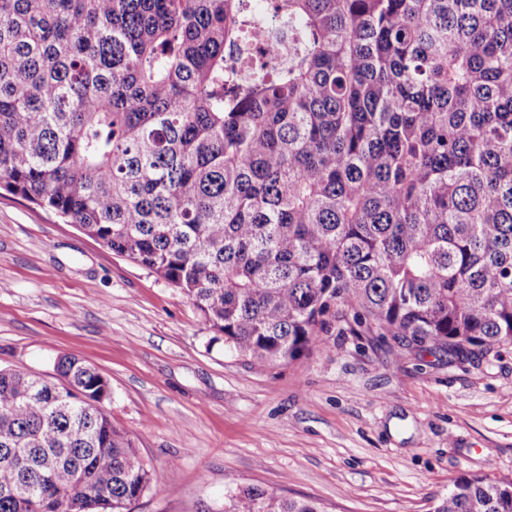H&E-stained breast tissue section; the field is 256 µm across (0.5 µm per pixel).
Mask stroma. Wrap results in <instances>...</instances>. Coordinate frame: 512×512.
<instances>
[{
  "mask_svg": "<svg viewBox=\"0 0 512 512\" xmlns=\"http://www.w3.org/2000/svg\"><path fill=\"white\" fill-rule=\"evenodd\" d=\"M69 355L152 468L130 512H224L257 485L324 512H433L462 476L512 479V351L454 357L340 333L285 366L224 348L179 290L0 191V368Z\"/></svg>",
  "mask_w": 512,
  "mask_h": 512,
  "instance_id": "stroma-1",
  "label": "stroma"
}]
</instances>
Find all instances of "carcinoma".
I'll use <instances>...</instances> for the list:
<instances>
[{
	"mask_svg": "<svg viewBox=\"0 0 512 512\" xmlns=\"http://www.w3.org/2000/svg\"><path fill=\"white\" fill-rule=\"evenodd\" d=\"M246 0H0V189L193 303L271 367L336 325L420 350L512 347V0H268L288 66L225 48ZM71 389L0 369V512H125L151 471ZM224 512H323L247 486ZM434 512H512L463 476Z\"/></svg>",
	"mask_w": 512,
	"mask_h": 512,
	"instance_id": "carcinoma-1",
	"label": "carcinoma"
}]
</instances>
